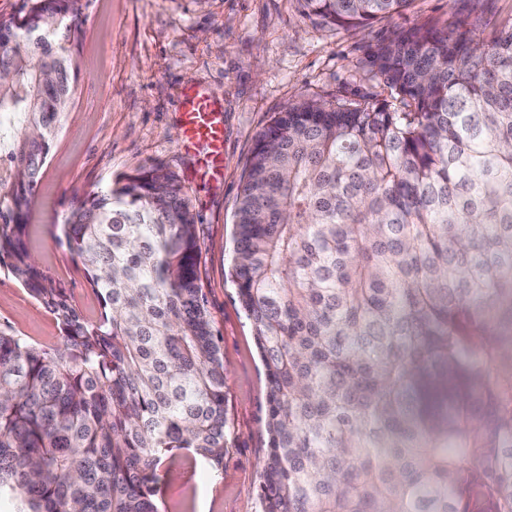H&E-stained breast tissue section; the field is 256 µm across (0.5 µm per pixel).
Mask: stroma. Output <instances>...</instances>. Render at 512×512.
I'll return each instance as SVG.
<instances>
[{
  "label": "stroma",
  "instance_id": "1",
  "mask_svg": "<svg viewBox=\"0 0 512 512\" xmlns=\"http://www.w3.org/2000/svg\"><path fill=\"white\" fill-rule=\"evenodd\" d=\"M75 48L78 80L57 123L35 188L27 245L43 274L88 317L100 301L81 263L57 242L74 194L159 163L175 172L196 215L199 283L224 353V470L178 449L159 468V512H262L258 496L267 448L265 371L229 278L235 213L246 162L271 117L300 98L333 101L338 90L370 95L369 46L422 25L466 18L476 39L512 22V0H413L361 33L312 23L300 0H81ZM210 96L224 120V176L211 179L180 143L181 102ZM0 329L47 346L54 316L0 266Z\"/></svg>",
  "mask_w": 512,
  "mask_h": 512
}]
</instances>
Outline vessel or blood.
<instances>
[{"instance_id": "1", "label": "vessel or blood", "mask_w": 512, "mask_h": 512, "mask_svg": "<svg viewBox=\"0 0 512 512\" xmlns=\"http://www.w3.org/2000/svg\"><path fill=\"white\" fill-rule=\"evenodd\" d=\"M181 142L195 150L212 177L224 175V124L222 111L210 97L192 93L182 103Z\"/></svg>"}]
</instances>
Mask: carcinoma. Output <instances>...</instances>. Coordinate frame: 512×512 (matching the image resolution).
I'll list each match as a JSON object with an SVG mask.
<instances>
[{
    "label": "carcinoma",
    "instance_id": "carcinoma-1",
    "mask_svg": "<svg viewBox=\"0 0 512 512\" xmlns=\"http://www.w3.org/2000/svg\"><path fill=\"white\" fill-rule=\"evenodd\" d=\"M0 17V259L54 315L0 330V497L14 512H158L186 448L224 469V354L196 217L161 165L74 197L96 318L25 237L77 75L80 0ZM412 0H303L363 31ZM387 95L275 113L245 169L232 282L268 383L262 512H512V27L367 54Z\"/></svg>",
    "mask_w": 512,
    "mask_h": 512
}]
</instances>
